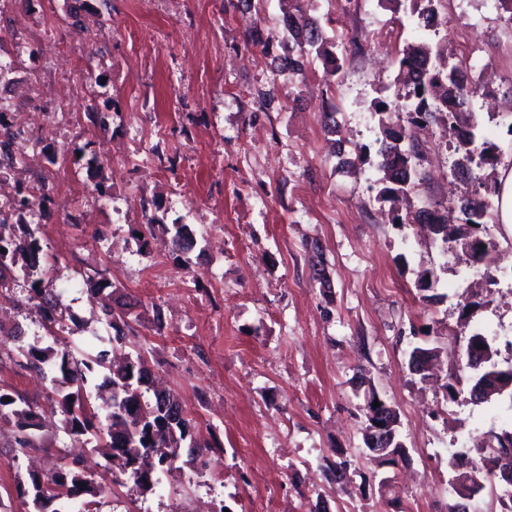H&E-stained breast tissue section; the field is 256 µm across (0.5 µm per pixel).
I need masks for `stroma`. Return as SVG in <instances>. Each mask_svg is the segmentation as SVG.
<instances>
[{"label":"stroma","mask_w":512,"mask_h":512,"mask_svg":"<svg viewBox=\"0 0 512 512\" xmlns=\"http://www.w3.org/2000/svg\"><path fill=\"white\" fill-rule=\"evenodd\" d=\"M301 3L336 42L334 77L317 59L294 78L276 75L280 0L247 9L231 0H0L14 62L0 96L25 124L21 159L0 172V199L44 183L51 202L28 222L73 315L50 336L23 267L0 288V388L42 414V445L25 453L0 422V512H28L17 482L76 460L102 487L100 512H448L454 454L512 430V397L474 403L444 388L448 373L468 376L461 354L473 332L492 338L500 366L512 364V229L488 219L493 248L474 264L418 225L396 223L395 212L422 207L459 223L467 185L451 174L440 120L426 132L423 185L399 207L377 201L375 113L397 93L402 49L428 42L480 81L472 109L499 166L512 167V11L439 0L427 28L408 0ZM331 108L332 134L322 123ZM91 112L106 122H89ZM174 224L193 232L188 253L172 248ZM487 268L497 278L489 288ZM99 274L113 306L132 315L124 352L142 355L208 445L196 457L181 448L147 492L103 449L74 446L48 382L17 351L95 354L110 330L84 279ZM417 345L439 349L431 381L409 371ZM371 388L398 413L406 460L395 467L362 455ZM329 461L348 462L346 478L328 480ZM382 476L393 491H380Z\"/></svg>","instance_id":"35a3bbf8"}]
</instances>
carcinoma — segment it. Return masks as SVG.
Masks as SVG:
<instances>
[{
	"mask_svg": "<svg viewBox=\"0 0 512 512\" xmlns=\"http://www.w3.org/2000/svg\"><path fill=\"white\" fill-rule=\"evenodd\" d=\"M281 23L287 42L283 54L275 60L276 72L286 73L292 78L302 72L310 60L320 59L325 75L335 73L339 65L336 57L328 51L330 39L320 21L301 10L299 0H288V7L282 11ZM399 67L405 72L407 95L417 102L415 111L406 113V122L415 128V132L407 133L403 125L393 122V116L402 113L400 98H395L392 106L376 109L382 135L378 149L379 170L385 183L380 195L407 193L424 180L414 165L413 151L420 147L417 132L425 130L432 121L445 119L448 121V137L455 142V168L464 174V178L473 180L484 189L482 193L475 191L466 195L461 203L467 238L476 239L482 233L492 207L491 197L496 195L497 187L495 182L481 177L475 169L495 166L498 156L495 146L482 136L477 116L471 111L474 88L461 72L437 63V57L427 43L404 49ZM13 139L14 133L0 131V170L13 162ZM47 200L43 192L38 195L29 192L14 198L8 211H0V249H5V252H0V288L9 286L13 267L20 260L28 267L40 270L42 277L32 281L29 301L41 314L48 334L53 336L56 329L64 327L69 316L68 309L52 298L53 264L49 261L40 264L42 246L29 225L8 223L9 216L33 212ZM192 241L188 225H174L172 243L175 250H189ZM85 284L88 296L99 307L105 324L114 330L112 341L124 343V329L129 324L123 313L115 312L112 307L111 294L106 292L108 283L102 277L97 280L89 277ZM19 355L49 380L54 394L50 399L51 405L65 416V429L72 440L79 442L91 435L97 446L112 449V461L133 479L139 489H151V486L141 484L143 476L173 462L179 456L183 443L199 451L204 448L190 421L166 433L156 400L145 397L143 393L133 394L136 382L146 374L141 355L127 359L125 365L115 369L107 367L108 353L105 350L80 361L74 360L69 351H58L51 346L30 345L19 349ZM99 368L108 369L101 386L111 391L104 423L99 421L98 412L91 405L88 390L89 377ZM7 397L12 401H5ZM39 418L40 413L19 394L0 389V420L14 424L17 429L15 443L20 450L39 447L34 433ZM476 452L475 458L469 457L467 451L457 453L452 466H482L486 481L490 483L497 478V470L506 466L512 468V431L494 434L493 439ZM53 477L56 482L52 488H42L35 478L27 486H17L18 494L31 500L34 512H43L47 505L54 503L58 505L55 512H63L77 499L81 500V512H98L94 497L100 490L92 477L74 467H60Z\"/></svg>",
	"mask_w": 512,
	"mask_h": 512,
	"instance_id": "obj_1",
	"label": "carcinoma"
}]
</instances>
